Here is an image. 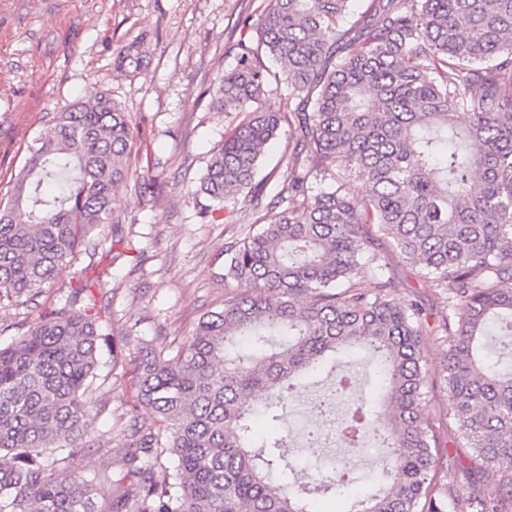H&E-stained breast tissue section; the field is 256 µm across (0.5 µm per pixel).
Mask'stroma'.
Wrapping results in <instances>:
<instances>
[{
  "label": "stroma",
  "instance_id": "obj_1",
  "mask_svg": "<svg viewBox=\"0 0 512 512\" xmlns=\"http://www.w3.org/2000/svg\"><path fill=\"white\" fill-rule=\"evenodd\" d=\"M268 0H0V200L54 124L57 112L97 83L125 106L137 145L118 194L119 232L105 230L95 256L78 254L46 286L39 305L62 304L90 265L107 269L100 294L110 337L102 341L94 396L106 403L93 426L98 447L71 459L77 480L93 476L90 459L119 458L120 418L136 405L129 368L112 366V341L124 355L165 337L178 348L203 313L222 306L225 251L253 228L255 213L238 203L226 224L197 218L204 197L192 190L213 149L238 121L211 106L210 92L236 63L235 44L256 25ZM150 54L133 73L115 59L133 39ZM154 191L141 194L143 183ZM320 386L299 393L287 417L298 467L329 445H306Z\"/></svg>",
  "mask_w": 512,
  "mask_h": 512
}]
</instances>
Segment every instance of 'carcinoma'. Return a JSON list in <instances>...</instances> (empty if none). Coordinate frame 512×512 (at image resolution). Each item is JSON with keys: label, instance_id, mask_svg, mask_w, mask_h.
Returning a JSON list of instances; mask_svg holds the SVG:
<instances>
[{"label": "carcinoma", "instance_id": "carcinoma-1", "mask_svg": "<svg viewBox=\"0 0 512 512\" xmlns=\"http://www.w3.org/2000/svg\"><path fill=\"white\" fill-rule=\"evenodd\" d=\"M350 2L269 0L255 34L240 35L212 104L242 119L208 160L199 218L222 223L242 197L256 229L227 249L223 306L174 356L160 342L139 350L150 414L126 417L122 457L92 463L89 482L67 456L44 464L50 449L97 442L89 388L108 272L0 348V512H102L96 484L114 468L129 482L108 512H311L317 496L347 497L346 473L297 468L280 422L296 381L328 370V406L348 391L360 349L379 356L375 396L324 434L355 447L381 437L388 481L349 512H512L511 469L485 486L512 458V356L486 344L492 325L512 337V0H365L353 21ZM143 53L133 41L116 68L138 69ZM276 87L286 112L267 104ZM284 120L296 174L270 196L259 171ZM135 140L95 83L56 114L0 203V310L33 303L88 234L121 224ZM390 252L443 299V417L425 391L431 312L397 299ZM259 414L271 431H254ZM448 426L464 453L445 450ZM164 454L174 470L158 474Z\"/></svg>", "mask_w": 512, "mask_h": 512}]
</instances>
